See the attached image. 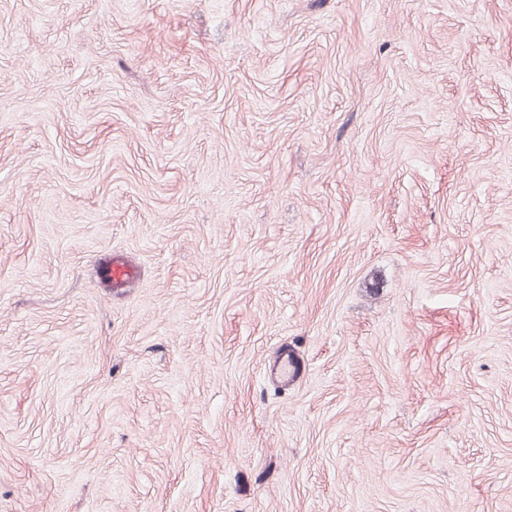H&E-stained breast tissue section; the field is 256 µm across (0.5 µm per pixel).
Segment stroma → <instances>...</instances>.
Masks as SVG:
<instances>
[{
  "label": "stroma",
  "instance_id": "obj_1",
  "mask_svg": "<svg viewBox=\"0 0 512 512\" xmlns=\"http://www.w3.org/2000/svg\"><path fill=\"white\" fill-rule=\"evenodd\" d=\"M0 512H512V0H0ZM104 275L113 285H120L137 279L139 271L135 266L117 258L105 268Z\"/></svg>",
  "mask_w": 512,
  "mask_h": 512
}]
</instances>
